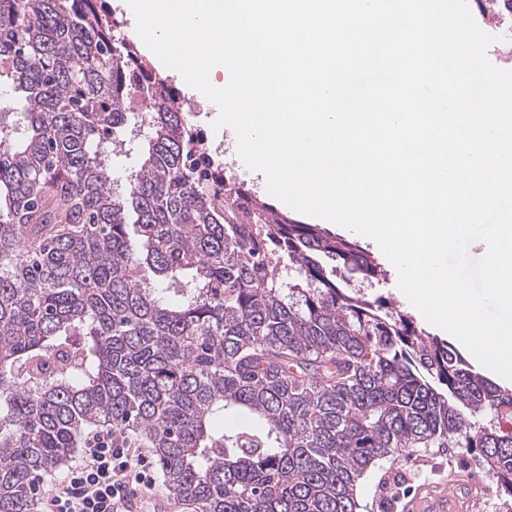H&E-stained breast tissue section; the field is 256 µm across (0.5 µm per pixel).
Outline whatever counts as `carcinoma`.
Here are the masks:
<instances>
[{
  "label": "carcinoma",
  "instance_id": "carcinoma-1",
  "mask_svg": "<svg viewBox=\"0 0 512 512\" xmlns=\"http://www.w3.org/2000/svg\"><path fill=\"white\" fill-rule=\"evenodd\" d=\"M116 25L105 0H0L25 101L0 112V512L105 424L192 512H359L409 448L458 449L511 508L512 390L365 292L384 270L358 243L226 187Z\"/></svg>",
  "mask_w": 512,
  "mask_h": 512
}]
</instances>
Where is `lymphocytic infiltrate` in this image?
Instances as JSON below:
<instances>
[{"instance_id":"lymphocytic-infiltrate-1","label":"lymphocytic infiltrate","mask_w":512,"mask_h":512,"mask_svg":"<svg viewBox=\"0 0 512 512\" xmlns=\"http://www.w3.org/2000/svg\"><path fill=\"white\" fill-rule=\"evenodd\" d=\"M148 450L111 428L88 435L78 461L36 498V512H144L156 494Z\"/></svg>"}]
</instances>
